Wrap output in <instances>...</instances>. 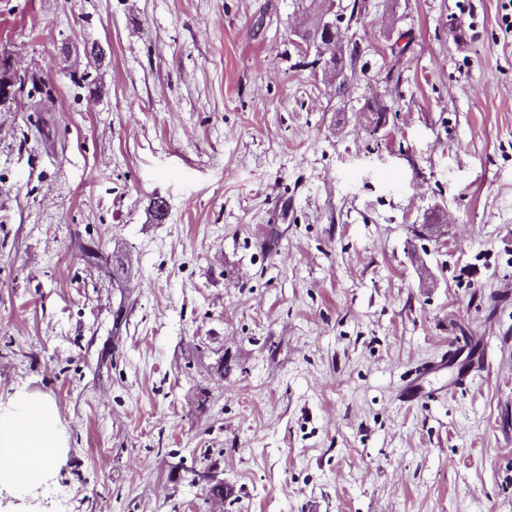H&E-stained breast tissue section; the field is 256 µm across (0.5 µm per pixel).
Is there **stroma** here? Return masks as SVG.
<instances>
[{
	"label": "stroma",
	"instance_id": "1",
	"mask_svg": "<svg viewBox=\"0 0 512 512\" xmlns=\"http://www.w3.org/2000/svg\"><path fill=\"white\" fill-rule=\"evenodd\" d=\"M504 2L336 0L338 95L297 0H0V412L64 440L0 512H512ZM295 36L301 40L303 43H313L317 39L321 40L322 38V31L319 33L318 29L315 27L314 22L313 24L307 29L304 30L301 33H298L297 31L294 32ZM309 44V45H303L306 52H311L313 49L316 50L317 54L321 58V63L328 62V65L331 64L330 59L334 56L330 54L329 52L332 49V46H328L327 48L325 46H321L320 44Z\"/></svg>",
	"mask_w": 512,
	"mask_h": 512
}]
</instances>
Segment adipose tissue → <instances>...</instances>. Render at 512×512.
I'll use <instances>...</instances> for the list:
<instances>
[{"instance_id": "ef3b65f1", "label": "adipose tissue", "mask_w": 512, "mask_h": 512, "mask_svg": "<svg viewBox=\"0 0 512 512\" xmlns=\"http://www.w3.org/2000/svg\"><path fill=\"white\" fill-rule=\"evenodd\" d=\"M27 412L37 413L40 420L23 434L18 424ZM60 451L54 411L47 402L31 397L23 400L14 411L0 416V464H17L26 471L24 489L34 490L45 483L48 467Z\"/></svg>"}]
</instances>
